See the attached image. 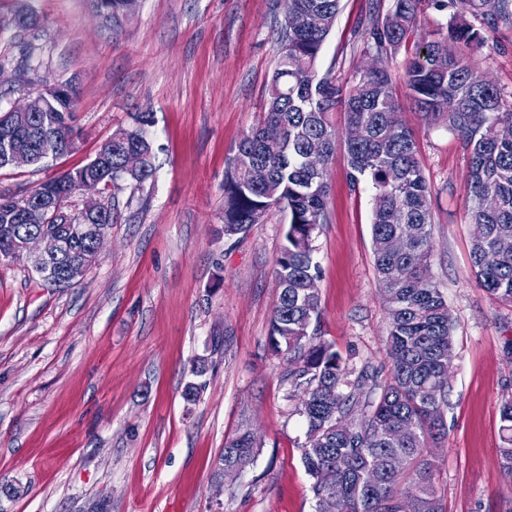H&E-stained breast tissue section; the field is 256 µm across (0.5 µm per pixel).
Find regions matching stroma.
Masks as SVG:
<instances>
[{
    "label": "stroma",
    "instance_id": "stroma-1",
    "mask_svg": "<svg viewBox=\"0 0 512 512\" xmlns=\"http://www.w3.org/2000/svg\"><path fill=\"white\" fill-rule=\"evenodd\" d=\"M373 0H342L319 57L343 80L371 66L354 31ZM35 13L19 32L13 19ZM281 0H140L105 21L94 0H0V109L22 104L19 47L39 72L78 90L72 153L0 170V191L31 188L90 160L136 112L153 114L155 172L99 198L115 221L96 263L52 288L24 262L0 263V512H316L302 465L306 426L286 363L268 349L275 260L288 214L272 209L224 238V169L264 109ZM423 6L419 28L381 64L414 131L432 191L429 277L454 324L446 435L429 449L445 512H512L500 465V408L512 399V305L480 287L471 260L468 151L411 104L404 62L445 25ZM483 73L512 102V23L483 31ZM344 149L328 169V222L315 238L318 334L351 366L389 370L387 307L371 247L372 187L351 188ZM205 364L202 376L193 369ZM199 382L196 402L183 398ZM258 448L227 475L226 440Z\"/></svg>",
    "mask_w": 512,
    "mask_h": 512
}]
</instances>
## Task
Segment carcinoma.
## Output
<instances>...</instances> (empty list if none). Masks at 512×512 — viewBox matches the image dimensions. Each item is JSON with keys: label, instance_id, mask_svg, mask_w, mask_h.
Listing matches in <instances>:
<instances>
[{"label": "carcinoma", "instance_id": "1", "mask_svg": "<svg viewBox=\"0 0 512 512\" xmlns=\"http://www.w3.org/2000/svg\"><path fill=\"white\" fill-rule=\"evenodd\" d=\"M452 10L446 26L433 33L405 64L410 99L428 124L443 123L465 143L468 158L471 223L483 226L472 238L471 256L481 287L495 300L512 305V248L498 263H484L486 251L512 242V140L498 128L512 127V108L503 109V92L478 72L472 53L484 41L480 30L459 18L470 16L487 27L512 20V0H390L385 13L375 10L359 25L362 51L392 55L407 42L419 22L422 2ZM341 0H288L275 44L276 63L266 88L261 122L243 135L224 173V238L246 234L273 207L288 212V229L275 261L278 301L270 322L271 351L287 362L285 380L297 397L306 423L302 463L311 477L316 503L336 500L335 512H444L434 487L430 442L445 433L447 374L453 362V324L448 304L433 283L425 284L432 255L431 190L418 160L413 131L404 123L391 75L355 72L339 82L318 71V59L340 10ZM33 51L22 50L15 71L18 84L37 79ZM45 84L35 124L40 140L15 131L13 138L33 149L39 160L70 152L77 91ZM342 112L346 126L361 137L344 140L352 185L368 182L372 198V250L379 290L387 307L390 377L365 365L348 366L334 346L317 336L319 289L309 287L320 270L314 261L316 235L328 222L326 173L336 152L339 131L330 116ZM134 127L105 141L95 157L35 186L62 204L86 177L103 185L142 190L153 176L150 113L133 117ZM281 129L275 142L264 130ZM324 151L322 168L307 163L311 143ZM144 155L140 170L127 173L122 154ZM13 192L0 191V262H21L18 234L32 228L18 222ZM502 471L512 477V400L500 409ZM256 439L248 431L225 442L224 468L248 464ZM330 473L322 484L321 471Z\"/></svg>", "mask_w": 512, "mask_h": 512}]
</instances>
